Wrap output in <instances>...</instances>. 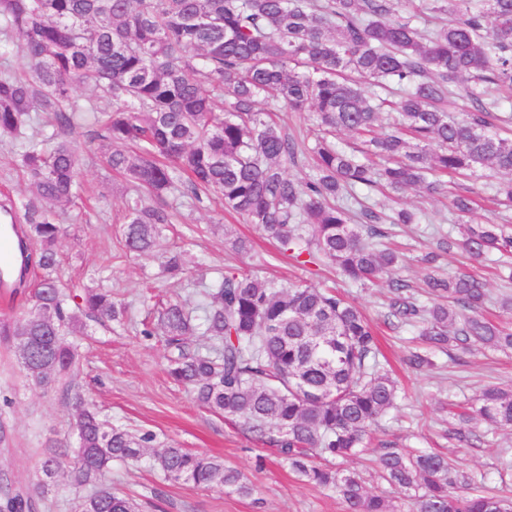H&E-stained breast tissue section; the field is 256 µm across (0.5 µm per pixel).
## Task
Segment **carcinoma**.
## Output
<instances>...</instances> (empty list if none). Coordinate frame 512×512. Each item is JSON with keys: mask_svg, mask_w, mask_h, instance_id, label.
<instances>
[{"mask_svg": "<svg viewBox=\"0 0 512 512\" xmlns=\"http://www.w3.org/2000/svg\"><path fill=\"white\" fill-rule=\"evenodd\" d=\"M0 0V33L16 35L23 73L0 74V137H17L34 112L50 117L51 135L18 155L25 182L20 212L21 274L40 278L27 314L0 319V343L16 349L26 377L52 389L79 353L68 340L80 316L120 322L126 306L99 288L62 291L54 276L63 230L57 211L80 199L79 153L64 137L81 116L76 90L108 103L94 117L93 140L106 165L130 186L119 216L124 248L153 252L173 223L177 191L195 201L214 194L224 210L257 225L280 255L303 266L327 261L349 280L376 284L398 255L379 225L417 224L401 209L388 219L341 200L358 186L383 185L397 196L443 193L439 174L496 171L495 195L512 201V124L494 92L512 87V0ZM446 16L440 28L430 16ZM467 82L461 117L454 88ZM306 112L311 146L273 118ZM394 112L391 128L380 115ZM347 133L359 146L342 147ZM312 156L313 174L291 178L286 165ZM462 246L475 259L512 252L501 224H462ZM386 319L423 325L437 348L478 345L512 350V322L495 324L481 308L484 284L469 275L428 276L420 304L410 285L389 279ZM147 336L164 338L169 378L198 404L235 420L275 447L309 483L332 488L347 512H512V499L479 489L444 456L382 444L377 473L397 496L369 491L334 461L365 449L372 428L395 404L397 386L379 359L363 311L336 292L307 284L278 286L229 270L189 308L179 300L158 313ZM204 336L205 351L188 339ZM78 446L71 462L51 447L33 492L62 481L92 486L78 512H139L106 484L114 461L147 459L171 482L225 487L241 496L253 484L206 453L154 449L156 435L108 426L75 397ZM454 435L480 437L475 422L512 429V385L483 389ZM31 496L0 489V512H29Z\"/></svg>", "mask_w": 512, "mask_h": 512, "instance_id": "cac0c4a2", "label": "carcinoma"}]
</instances>
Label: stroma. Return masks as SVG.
<instances>
[{
    "mask_svg": "<svg viewBox=\"0 0 512 512\" xmlns=\"http://www.w3.org/2000/svg\"><path fill=\"white\" fill-rule=\"evenodd\" d=\"M92 130V123L86 122L70 132L81 155V179L90 201L62 217L66 232L58 242L57 277L61 287L74 294L86 287L110 290L127 305L128 317L121 325L83 317L86 338L80 364L48 391L25 376L13 348L0 346V476L14 486L31 487L49 446L75 447L72 403L78 394L97 406L107 424L152 431L159 449L173 446L221 457L255 487L252 496L242 497L224 488L170 482L143 464L113 462L107 482L135 500L142 512H347L332 489L303 481L240 425L200 407L186 389L172 383L160 337L143 333L150 305L147 291L193 305L205 285L236 269L275 282L333 286L355 302L377 329L399 384L397 405L380 421L374 442L444 452L485 490L512 496V469L501 466L503 456L512 457V431L489 430L482 440L467 443L447 436L456 405L473 400L486 385L512 384V351L436 350L433 368L411 367V353L422 350L423 344L414 329L385 324L384 291L351 284L331 266L287 263L256 225L222 212L213 202L179 199L177 220L163 232L155 251L144 257L126 253L115 217L128 185L102 166ZM497 179L490 170L479 178L456 177L457 187L468 188L475 201L464 216L452 210L448 198L408 193L404 203L420 221L386 225L390 241L403 252L391 278L418 288L433 270L446 276L466 273L485 282L491 295H512V269L504 267L498 253L472 261L458 245L463 223L512 228V207L489 201L490 186ZM236 237L250 241L248 253L232 250L230 241ZM175 251L184 255L187 269L181 278L169 280L161 264ZM260 455L267 458L261 469L256 466Z\"/></svg>",
    "mask_w": 512,
    "mask_h": 512,
    "instance_id": "1",
    "label": "stroma"
}]
</instances>
